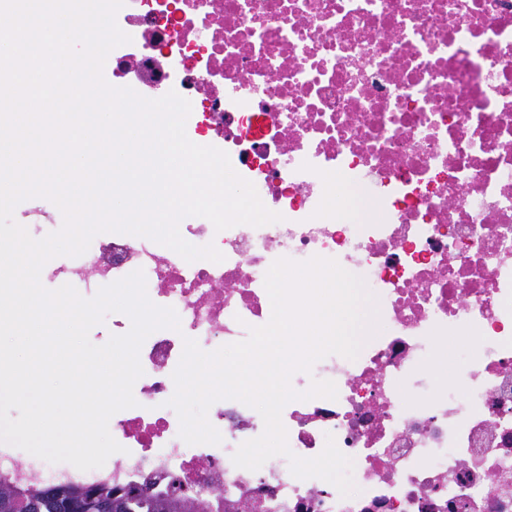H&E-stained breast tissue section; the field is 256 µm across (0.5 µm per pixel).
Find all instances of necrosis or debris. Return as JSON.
I'll return each instance as SVG.
<instances>
[{
  "mask_svg": "<svg viewBox=\"0 0 512 512\" xmlns=\"http://www.w3.org/2000/svg\"><path fill=\"white\" fill-rule=\"evenodd\" d=\"M130 43L106 80L191 103L188 139L228 153L280 222L218 231L179 226L222 262H187L151 239L95 236L46 263L42 282L86 295L143 270L149 299L180 331L140 349L135 407L115 413L122 450L100 468L29 460L0 446L15 483L176 481L205 512H512V0H125ZM369 188L377 214L329 213L338 188ZM332 258L365 279L381 329L356 360L330 355L295 390L335 382L338 397L289 402L292 452L327 437L354 461L357 495L300 479L286 457L250 471L232 456L261 415L215 402L218 445H190L168 401L184 338L211 352L272 313L265 274L278 258ZM461 340L447 386L432 366Z\"/></svg>",
  "mask_w": 512,
  "mask_h": 512,
  "instance_id": "necrosis-or-debris-1",
  "label": "necrosis or debris"
}]
</instances>
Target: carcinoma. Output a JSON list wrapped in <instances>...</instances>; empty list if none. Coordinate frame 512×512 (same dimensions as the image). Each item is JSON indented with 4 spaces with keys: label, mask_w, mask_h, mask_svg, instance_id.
<instances>
[{
    "label": "carcinoma",
    "mask_w": 512,
    "mask_h": 512,
    "mask_svg": "<svg viewBox=\"0 0 512 512\" xmlns=\"http://www.w3.org/2000/svg\"><path fill=\"white\" fill-rule=\"evenodd\" d=\"M53 491L74 505L69 512H94L98 503L110 505L114 501L122 512H183L188 508V499L174 488L154 491L149 496L141 488L121 493L105 484L92 488L65 483L20 488L0 475V512H62L58 499H49Z\"/></svg>",
    "instance_id": "1"
}]
</instances>
